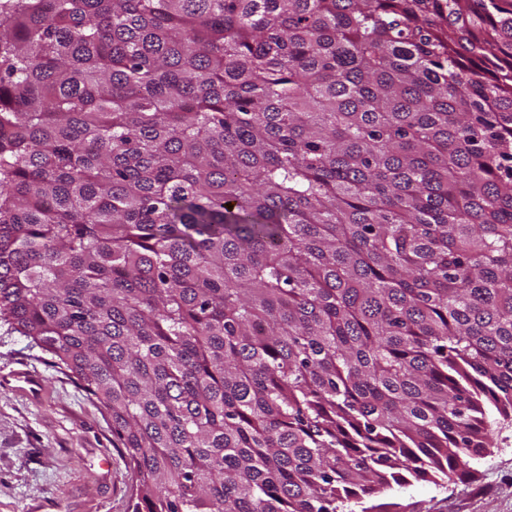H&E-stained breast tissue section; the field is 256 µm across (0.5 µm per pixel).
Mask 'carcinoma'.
<instances>
[{
  "label": "carcinoma",
  "mask_w": 512,
  "mask_h": 512,
  "mask_svg": "<svg viewBox=\"0 0 512 512\" xmlns=\"http://www.w3.org/2000/svg\"><path fill=\"white\" fill-rule=\"evenodd\" d=\"M129 512H345L512 416V0H0V323Z\"/></svg>",
  "instance_id": "cac0c4a2"
}]
</instances>
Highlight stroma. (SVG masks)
I'll use <instances>...</instances> for the list:
<instances>
[{
    "label": "stroma",
    "mask_w": 512,
    "mask_h": 512,
    "mask_svg": "<svg viewBox=\"0 0 512 512\" xmlns=\"http://www.w3.org/2000/svg\"><path fill=\"white\" fill-rule=\"evenodd\" d=\"M471 474L396 486L355 512H512V418ZM134 477L112 420L50 354L0 324V512H129Z\"/></svg>",
    "instance_id": "obj_1"
}]
</instances>
